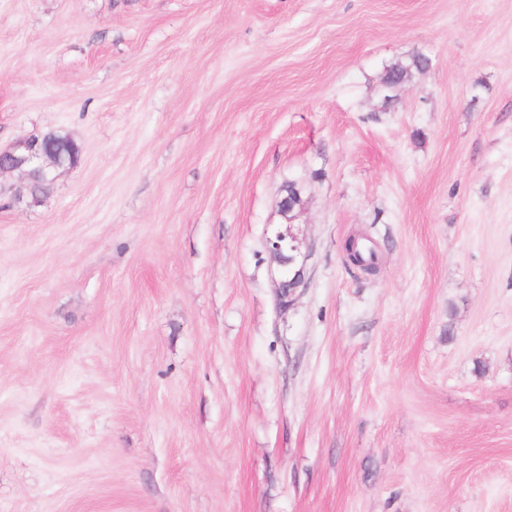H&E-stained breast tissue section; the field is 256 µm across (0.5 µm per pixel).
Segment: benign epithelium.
<instances>
[{"mask_svg": "<svg viewBox=\"0 0 512 512\" xmlns=\"http://www.w3.org/2000/svg\"><path fill=\"white\" fill-rule=\"evenodd\" d=\"M40 138L34 137L19 143L27 149L24 154H16V149L0 152V175L22 170L26 173V190H32L36 182L46 186L51 184V170L65 167L59 159L48 151L36 149ZM284 195L279 200V209L284 222L272 225L265 238V247L277 265L276 293L281 305H289L298 291L307 286L304 273V241L294 231L292 214L301 203V188L290 183L283 188Z\"/></svg>", "mask_w": 512, "mask_h": 512, "instance_id": "benign-epithelium-1", "label": "benign epithelium"}]
</instances>
